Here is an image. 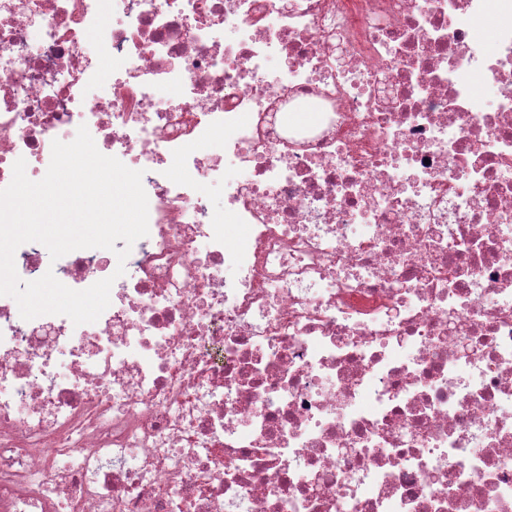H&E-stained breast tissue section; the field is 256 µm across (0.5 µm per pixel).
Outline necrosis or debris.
Here are the masks:
<instances>
[{"instance_id": "necrosis-or-debris-1", "label": "necrosis or debris", "mask_w": 512, "mask_h": 512, "mask_svg": "<svg viewBox=\"0 0 512 512\" xmlns=\"http://www.w3.org/2000/svg\"><path fill=\"white\" fill-rule=\"evenodd\" d=\"M82 125L149 234L0 296V512H512V0H0V188Z\"/></svg>"}]
</instances>
